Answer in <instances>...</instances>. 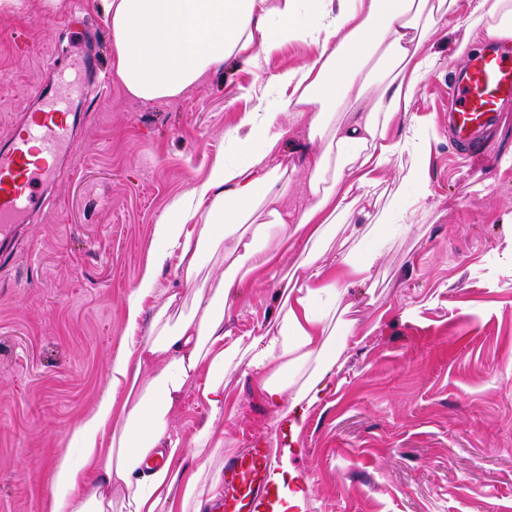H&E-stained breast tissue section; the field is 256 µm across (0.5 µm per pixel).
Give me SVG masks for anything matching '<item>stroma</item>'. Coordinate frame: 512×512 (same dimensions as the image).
I'll list each match as a JSON object with an SVG mask.
<instances>
[{
	"label": "stroma",
	"instance_id": "1",
	"mask_svg": "<svg viewBox=\"0 0 512 512\" xmlns=\"http://www.w3.org/2000/svg\"><path fill=\"white\" fill-rule=\"evenodd\" d=\"M82 25L96 29L111 70L101 0H58L50 12L22 0L0 14V136L83 54ZM462 36L436 40L413 117L393 128L427 144L428 196L403 185L405 156L355 205H394L395 226L371 279L343 298L363 339L341 354L295 443L304 512H512V104L487 156L467 161L448 137ZM315 53L287 42L264 70L228 62L172 99L133 98L114 78L106 94L81 100L72 162L16 257L0 262V512H50L52 472L61 458L81 462L72 433L111 387L112 359L129 342L126 299L161 246L157 224L216 161L233 160L227 134L271 76ZM273 293L242 290L232 335L255 328ZM224 383L237 409L224 423L225 457L271 442L275 414L256 376L236 371Z\"/></svg>",
	"mask_w": 512,
	"mask_h": 512
}]
</instances>
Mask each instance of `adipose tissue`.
<instances>
[{
  "label": "adipose tissue",
  "mask_w": 512,
  "mask_h": 512,
  "mask_svg": "<svg viewBox=\"0 0 512 512\" xmlns=\"http://www.w3.org/2000/svg\"><path fill=\"white\" fill-rule=\"evenodd\" d=\"M112 32L113 67L127 92L170 99L231 61L261 68L288 40H309L311 60L272 78L279 94L232 130L237 159L216 162L206 182L177 200L158 224L162 249L126 304L129 332L143 313L148 331L112 361V391L74 435L82 464L62 458L51 479L52 512H202L224 479L213 461L224 453L219 417L236 404L224 377L258 375L257 389L278 421L299 433L332 386L339 355L356 339L339 306L347 284L322 258L336 221L360 191L375 189L379 171L408 141L394 137L416 86L432 67L425 47L449 25L465 28V55L481 38L512 39V0H101ZM347 120H340V113ZM305 124L313 150L304 169L310 203L289 211L290 178L271 163L285 120ZM391 210L362 212L349 225L356 247L381 249ZM301 250L285 273L288 251ZM184 272L189 298L172 292L144 310L143 301L169 259ZM275 281V304L258 332L225 330L240 288ZM211 419L186 440L175 411L191 383ZM289 443L274 448L269 481L273 512H297L307 491L291 465Z\"/></svg>",
  "instance_id": "1"
}]
</instances>
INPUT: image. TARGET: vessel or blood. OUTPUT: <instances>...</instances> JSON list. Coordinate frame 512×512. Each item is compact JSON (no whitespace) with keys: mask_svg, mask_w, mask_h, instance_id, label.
I'll use <instances>...</instances> for the list:
<instances>
[{"mask_svg":"<svg viewBox=\"0 0 512 512\" xmlns=\"http://www.w3.org/2000/svg\"><path fill=\"white\" fill-rule=\"evenodd\" d=\"M512 101V47L496 42L461 65L448 85V126L470 158L486 150L484 131ZM77 139L76 121L59 87L40 95L37 111L23 114L0 140V257L10 256L24 224L41 205L57 166ZM271 461L265 443L254 444L224 472L217 512H259L269 502L266 474Z\"/></svg>","mask_w":512,"mask_h":512,"instance_id":"b4317fda","label":"vessel or blood"}]
</instances>
